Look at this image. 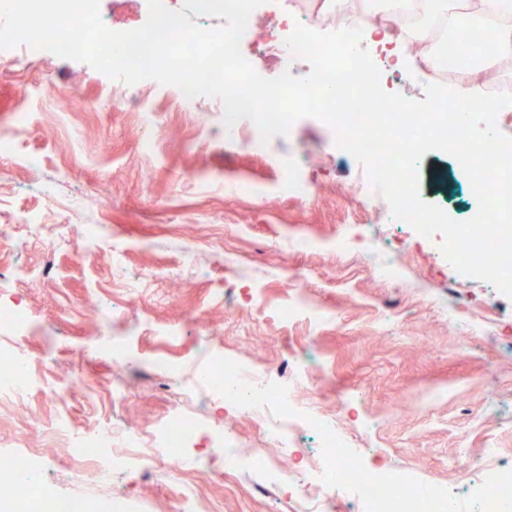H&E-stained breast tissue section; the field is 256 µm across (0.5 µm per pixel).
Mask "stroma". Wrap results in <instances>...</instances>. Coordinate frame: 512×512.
Masks as SVG:
<instances>
[{"instance_id": "35a3bbf8", "label": "stroma", "mask_w": 512, "mask_h": 512, "mask_svg": "<svg viewBox=\"0 0 512 512\" xmlns=\"http://www.w3.org/2000/svg\"><path fill=\"white\" fill-rule=\"evenodd\" d=\"M105 24L143 25L147 0H100ZM112 81L86 63L46 53L29 59L0 51V216L26 211L44 226L43 241L22 234L0 239V300L21 298L31 336L0 329V347L34 360L36 389L22 404L0 400V461L39 449L46 480L63 494L106 500L121 492L143 512H180V490L147 473L117 475L111 486L78 470L65 438L45 426L67 411L75 429L110 422L113 431L153 433L176 408L206 429L221 428L239 448L263 442L262 428L194 382L207 353L220 351L262 368L273 380L295 367L311 374L301 398L336 409L350 403L340 427L368 463L471 494L486 471L462 476L459 449L495 448L494 470L512 469V300L493 285L459 274L439 250L441 235L421 238L391 224L383 207L363 210L350 191L363 166L337 150L332 129L302 118L265 154L246 143L224 144V109L202 98L195 111H177L174 87L157 85L142 128L134 90L114 99ZM315 183L301 201L285 188L288 158ZM421 197L451 218H470L475 202L456 161L426 153L418 165ZM57 187L48 206L43 184ZM101 226L98 246L83 239L82 219ZM374 239L442 293L423 303L411 282L389 283L356 250L334 243L349 228ZM318 247L300 251L297 237ZM197 244L186 260L184 244ZM304 270L306 294L331 319L319 330L298 322L282 334L247 306L258 283L275 309L294 294L288 275ZM234 290L235 313L212 302ZM466 303L488 310L487 331L462 341L445 307ZM175 328L180 340L161 338ZM179 363L174 379L160 377L154 357ZM194 475L200 512H290L287 488L264 472Z\"/></svg>"}]
</instances>
